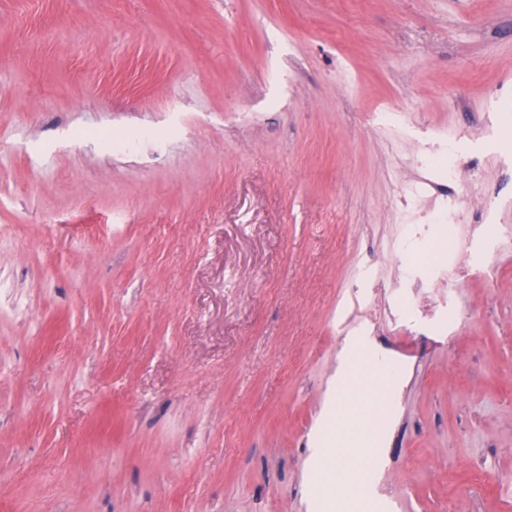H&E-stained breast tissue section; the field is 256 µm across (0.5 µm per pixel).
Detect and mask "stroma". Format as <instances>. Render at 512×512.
I'll return each instance as SVG.
<instances>
[{
  "label": "stroma",
  "mask_w": 512,
  "mask_h": 512,
  "mask_svg": "<svg viewBox=\"0 0 512 512\" xmlns=\"http://www.w3.org/2000/svg\"><path fill=\"white\" fill-rule=\"evenodd\" d=\"M493 90L512 0H0V512H315L354 336L374 512H512V167L398 195ZM364 352L365 351L362 348L356 349V347H354L346 353L349 366L340 374L336 390L345 391L346 393L355 391L359 395L362 394L364 398H367L372 394L374 387L377 384H374L372 382L373 379L369 376H359L354 370V360Z\"/></svg>",
  "instance_id": "1"
}]
</instances>
